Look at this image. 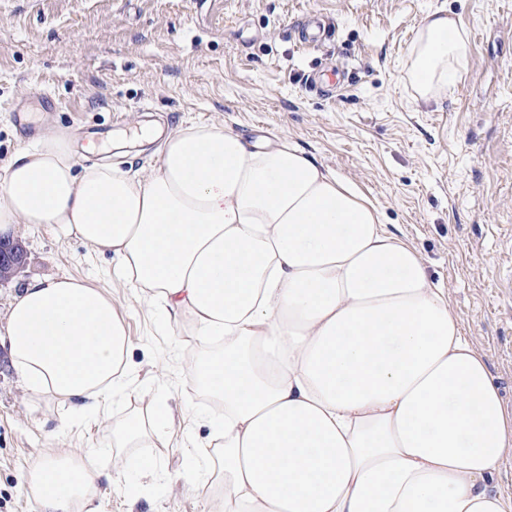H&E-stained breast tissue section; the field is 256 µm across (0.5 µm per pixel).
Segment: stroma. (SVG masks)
I'll return each mask as SVG.
<instances>
[{
	"label": "stroma",
	"mask_w": 512,
	"mask_h": 512,
	"mask_svg": "<svg viewBox=\"0 0 512 512\" xmlns=\"http://www.w3.org/2000/svg\"><path fill=\"white\" fill-rule=\"evenodd\" d=\"M439 9L466 30L470 53L453 90L425 100L408 79V50ZM313 15L332 25L307 49L299 32ZM326 66L345 78L331 96L310 80ZM18 106L38 130H68L81 145L92 136L107 147L147 120L167 131L221 121L252 140L288 137L416 249L512 414V0H0V167L29 144ZM11 234L28 260L0 286V512H39L27 472L47 455L90 447L109 476L100 512H211L193 458L209 436L200 416L215 405L185 371L208 343L187 318L166 319L113 280L110 255L58 226L16 224ZM59 275L110 294L132 345L134 381L119 406L72 428L75 408L29 390L4 338L22 285ZM159 388L173 423L129 452L157 457L178 479L129 485L117 473L129 452L113 447L112 430L145 412Z\"/></svg>",
	"instance_id": "obj_1"
}]
</instances>
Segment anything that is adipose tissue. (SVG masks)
<instances>
[{
  "label": "adipose tissue",
  "mask_w": 512,
  "mask_h": 512,
  "mask_svg": "<svg viewBox=\"0 0 512 512\" xmlns=\"http://www.w3.org/2000/svg\"><path fill=\"white\" fill-rule=\"evenodd\" d=\"M467 54L465 30L428 15L409 51L419 95L446 91ZM140 137L154 161L133 171L80 164L71 136L48 130L0 168V231L58 225L163 314L223 337L186 365L224 404L194 461L221 512H512L497 480L512 416L445 289L378 209L285 138L268 149L216 121ZM7 336L34 393L96 411L129 385L124 322L79 278L21 288ZM169 422L154 394L116 445ZM97 460L84 448L34 466L39 512H85Z\"/></svg>",
  "instance_id": "adipose-tissue-1"
}]
</instances>
